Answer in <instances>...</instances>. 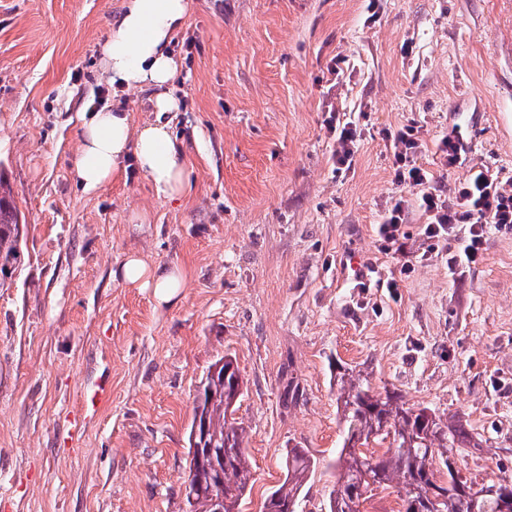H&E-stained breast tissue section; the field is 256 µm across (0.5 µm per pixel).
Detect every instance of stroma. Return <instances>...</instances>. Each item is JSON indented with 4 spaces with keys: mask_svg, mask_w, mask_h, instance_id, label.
<instances>
[{
    "mask_svg": "<svg viewBox=\"0 0 512 512\" xmlns=\"http://www.w3.org/2000/svg\"><path fill=\"white\" fill-rule=\"evenodd\" d=\"M121 4L0 0V170L27 224L0 288V512H190L193 401L227 355L245 382L242 512H260L286 449L335 459L347 368L464 416L483 446L462 471L512 476V234L449 271L384 137L417 123L447 199L474 167L512 189V0H192L173 38L191 184L175 201L132 168L91 193L72 176L82 110L111 97L101 46ZM332 112L363 131L347 170ZM454 126L464 161L447 167ZM398 197L407 274L376 247ZM131 252L181 267L175 305L114 278ZM102 381L108 404L76 429ZM462 151L463 145L454 131L448 132V135H443L437 144V152L440 154L444 165L448 167L460 163Z\"/></svg>",
    "mask_w": 512,
    "mask_h": 512,
    "instance_id": "obj_1",
    "label": "stroma"
}]
</instances>
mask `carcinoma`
Here are the masks:
<instances>
[{"mask_svg":"<svg viewBox=\"0 0 512 512\" xmlns=\"http://www.w3.org/2000/svg\"><path fill=\"white\" fill-rule=\"evenodd\" d=\"M12 189L0 170V264L16 265L25 240ZM336 404L345 436L336 460L328 465L334 482L327 512H364L372 492L395 489L397 512H503L512 495V479L478 480L457 466L456 455L480 448L482 440L461 418L443 419L408 405L388 390L375 391L362 371L337 378ZM225 381L206 379L203 397L195 399L194 416L207 423L206 446L224 450L222 473L208 475L191 456L192 512H235L249 495L253 475L247 451L248 432L224 401ZM384 447L381 454L374 446ZM316 460L303 448L288 449L285 477L266 496V512H297L299 498Z\"/></svg>","mask_w":512,"mask_h":512,"instance_id":"obj_1","label":"carcinoma"}]
</instances>
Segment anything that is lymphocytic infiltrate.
<instances>
[{"label":"lymphocytic infiltrate","mask_w":512,"mask_h":512,"mask_svg":"<svg viewBox=\"0 0 512 512\" xmlns=\"http://www.w3.org/2000/svg\"><path fill=\"white\" fill-rule=\"evenodd\" d=\"M327 125L336 136L337 167H351L361 138L358 123L333 112L327 118ZM385 138L392 150L393 181L397 186L418 190V206L426 218L421 232L433 244L448 247L449 268L482 260L488 228L512 233V193L502 191L494 175L482 169L473 171L469 179L458 185L457 205H449L432 188V173L416 163L424 148L419 128L407 125L386 132ZM405 224V202L399 198L385 212L376 234L379 252L400 256L402 270L408 273L413 269V261L406 248ZM460 236L464 237L465 245L457 252L451 244Z\"/></svg>","instance_id":"obj_1"}]
</instances>
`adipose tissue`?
Wrapping results in <instances>:
<instances>
[{"label":"adipose tissue","instance_id":"adipose-tissue-1","mask_svg":"<svg viewBox=\"0 0 512 512\" xmlns=\"http://www.w3.org/2000/svg\"><path fill=\"white\" fill-rule=\"evenodd\" d=\"M189 0H123L101 48V64L110 73L111 109L84 110L81 149L73 168L85 190L107 185L135 162L157 196L176 199L188 188L184 148L164 113L176 112L180 102L169 89L179 67L169 44L189 13ZM151 91L154 120L133 124L121 108L123 92ZM129 287L151 292L157 304L175 305L185 286L179 268L129 254L118 269Z\"/></svg>","mask_w":512,"mask_h":512}]
</instances>
